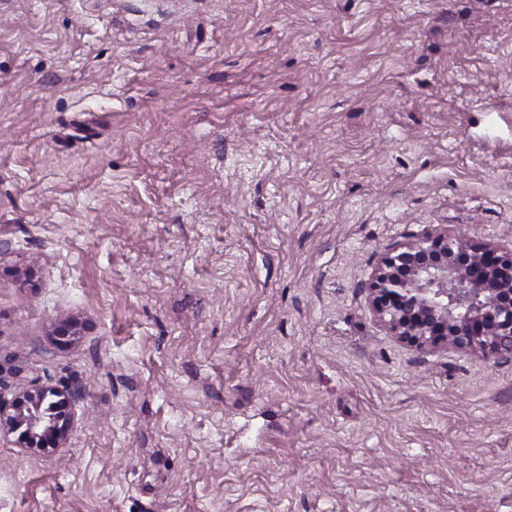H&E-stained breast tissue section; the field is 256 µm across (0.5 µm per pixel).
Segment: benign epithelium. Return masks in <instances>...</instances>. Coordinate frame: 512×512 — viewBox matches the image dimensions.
I'll use <instances>...</instances> for the list:
<instances>
[{
	"instance_id": "obj_1",
	"label": "benign epithelium",
	"mask_w": 512,
	"mask_h": 512,
	"mask_svg": "<svg viewBox=\"0 0 512 512\" xmlns=\"http://www.w3.org/2000/svg\"><path fill=\"white\" fill-rule=\"evenodd\" d=\"M367 299L389 335L420 351L511 353L512 244L475 242L440 228L383 253ZM74 402L68 389L35 383L10 407L0 404V429L58 448L71 431Z\"/></svg>"
}]
</instances>
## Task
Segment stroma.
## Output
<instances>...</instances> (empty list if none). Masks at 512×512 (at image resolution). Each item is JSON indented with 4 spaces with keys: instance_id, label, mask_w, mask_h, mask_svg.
Instances as JSON below:
<instances>
[{
    "instance_id": "obj_1",
    "label": "stroma",
    "mask_w": 512,
    "mask_h": 512,
    "mask_svg": "<svg viewBox=\"0 0 512 512\" xmlns=\"http://www.w3.org/2000/svg\"><path fill=\"white\" fill-rule=\"evenodd\" d=\"M442 226L512 242V0H0V401L81 392L0 512H512V355L368 308Z\"/></svg>"
}]
</instances>
